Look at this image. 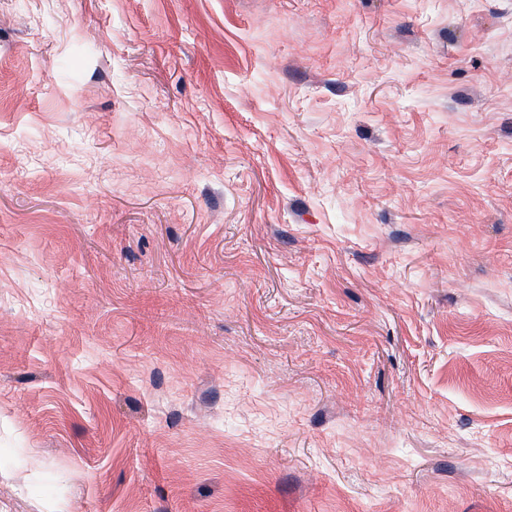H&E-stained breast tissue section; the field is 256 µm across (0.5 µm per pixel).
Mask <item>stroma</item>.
<instances>
[{"label": "stroma", "mask_w": 512, "mask_h": 512, "mask_svg": "<svg viewBox=\"0 0 512 512\" xmlns=\"http://www.w3.org/2000/svg\"><path fill=\"white\" fill-rule=\"evenodd\" d=\"M60 498L512 512V0H0V512Z\"/></svg>", "instance_id": "1"}]
</instances>
